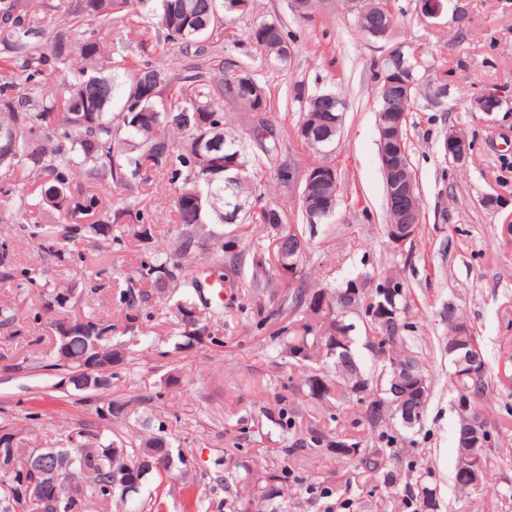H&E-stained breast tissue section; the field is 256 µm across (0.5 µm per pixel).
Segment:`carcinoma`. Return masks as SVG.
Listing matches in <instances>:
<instances>
[{
	"mask_svg": "<svg viewBox=\"0 0 512 512\" xmlns=\"http://www.w3.org/2000/svg\"><path fill=\"white\" fill-rule=\"evenodd\" d=\"M137 1L149 6L153 22H142L134 8ZM388 2L389 9L380 12L374 0H336L355 17L359 31L369 40L371 30L382 24L388 38L394 39L402 7L398 0ZM9 5V16L0 20V60L5 62L0 68V195L4 197L0 202L8 212H31L30 222L19 226L20 233L39 239L42 249L59 263L68 258L67 243L79 238L96 240L97 245L81 256V262L100 274L112 264L113 225H131L133 237L142 242L158 234L157 225L144 222L140 198L153 192L156 177L168 174L171 181H181L172 199L175 255L195 257L201 251L211 252L218 281L230 289L244 288L250 295L270 283L273 273L299 262L304 249L302 233L274 203L255 194L253 180L264 169L277 172L285 165L281 133L271 124L265 137L252 130L244 136L224 131L226 101L240 112L258 107L271 111L270 94L257 79L253 62L271 70L288 68L292 53L285 51V45L290 36L281 17L254 14V0H69L64 8L73 22L86 26L83 37H75L70 26H59L40 45L28 41L41 23L34 0H10ZM245 14L252 17L247 40L256 55L241 63L230 62L218 71L201 69L180 75L147 60L131 71L128 48L117 49L100 38V31L114 25H138L137 48L142 54L159 35L180 52L192 48L203 52L215 26ZM405 57L406 81L414 84L411 99H399L379 79L376 112L410 113L421 101L427 108L436 107L432 74L437 67L414 50L405 51ZM67 71L76 74L73 81L65 80L46 91L45 76ZM292 94L303 112L298 138L318 152L335 149L340 130L330 121L343 113L342 98L332 91L309 95L300 85L293 87ZM226 156L237 159V168L224 171ZM107 193L121 194L117 205L101 206ZM236 222L267 225L272 239L283 240L284 264L272 265L266 251L254 255L255 276L248 285L224 274V250L234 248L236 238L222 242L211 229L213 224ZM170 286L183 288L172 304L180 338L175 349L200 344L203 336L215 346L224 345V304L198 308L195 295L202 284L180 263L158 252L140 261L120 289L125 331H133L132 323L142 308ZM375 296L372 291L362 298L349 285L334 292L312 290L301 281L261 321L274 316L285 320L274 339L288 362L304 370L301 392L306 397L340 413L355 405L361 412L358 421L323 428L312 420L285 416L286 396L279 393L273 407L292 439L280 452L293 458L333 457L362 473L381 475L391 484L396 481L391 469L394 454L369 447L360 426L375 430L395 417L406 428L420 423L427 400L410 397L404 401V411L397 410L393 401L399 392L390 364L405 361L424 379L429 375L405 335L402 312L407 302L402 285L395 284L391 318L384 322L373 311ZM361 300L366 303L362 338L352 334L353 324H342L346 311ZM118 328L108 315L56 320L48 367L79 372L92 360L105 366L133 357L140 337L133 335L116 347L112 332ZM361 348L371 353L378 375L359 366ZM451 386L466 397L461 416L489 422L483 401L488 373L461 378L454 371ZM106 411L110 416L104 415ZM134 413L127 401L100 399L96 410L100 423L70 430L59 447L48 449L41 459L47 479L58 477L60 484L40 502L28 497L23 482L31 458L12 442V433L0 434V443L8 448L4 464L9 466L0 468V512H91L107 509L114 500L131 506L128 512H148L153 505L123 491L125 470L145 458L159 462V467L147 472L146 484L182 474L184 458L173 452L164 435L130 436L112 430V420L127 421ZM288 473L275 462L259 475L238 462L229 471L235 481L254 485L257 501L266 505L279 497ZM405 492L425 510L436 502V488L423 479L407 485Z\"/></svg>",
	"mask_w": 512,
	"mask_h": 512,
	"instance_id": "carcinoma-1",
	"label": "carcinoma"
}]
</instances>
